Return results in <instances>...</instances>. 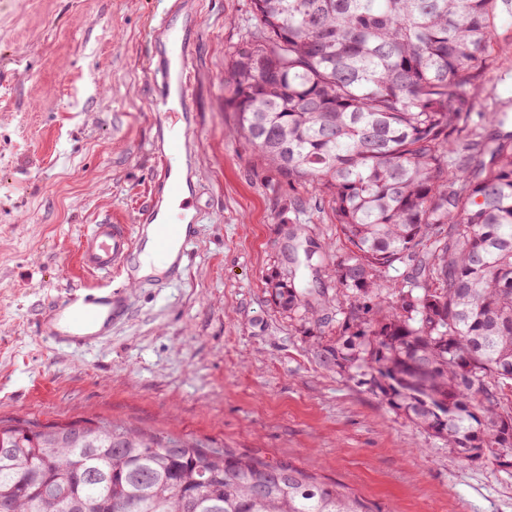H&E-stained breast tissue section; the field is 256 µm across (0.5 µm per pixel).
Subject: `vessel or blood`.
<instances>
[{"mask_svg":"<svg viewBox=\"0 0 512 512\" xmlns=\"http://www.w3.org/2000/svg\"><path fill=\"white\" fill-rule=\"evenodd\" d=\"M199 34V14L188 10L186 0H170L148 25L144 65L151 75V110L163 116L152 141L156 173L149 201L135 226L103 219L86 233L79 251L81 264L90 272L115 278L116 284L94 293L74 290L52 304L43 325L53 343L84 346L109 335L126 300L119 280L139 267L145 249L159 256L173 255L179 263L192 245L182 226L191 206L184 191L194 181L182 169L196 128L190 61Z\"/></svg>","mask_w":512,"mask_h":512,"instance_id":"obj_1","label":"vessel or blood"}]
</instances>
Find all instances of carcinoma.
<instances>
[{
  "instance_id": "cac0c4a2",
  "label": "carcinoma",
  "mask_w": 512,
  "mask_h": 512,
  "mask_svg": "<svg viewBox=\"0 0 512 512\" xmlns=\"http://www.w3.org/2000/svg\"><path fill=\"white\" fill-rule=\"evenodd\" d=\"M508 0H250L230 58L238 132L334 204L353 255L341 342L354 372L462 460L512 457V134L459 140ZM411 272L378 291L381 273ZM290 313L307 311L288 285ZM0 512H370L290 461L107 419H0Z\"/></svg>"
}]
</instances>
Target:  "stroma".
<instances>
[{
    "instance_id": "obj_1",
    "label": "stroma",
    "mask_w": 512,
    "mask_h": 512,
    "mask_svg": "<svg viewBox=\"0 0 512 512\" xmlns=\"http://www.w3.org/2000/svg\"><path fill=\"white\" fill-rule=\"evenodd\" d=\"M166 0H0V418H109L126 426L287 459L363 497L372 512H512V467L460 460L357 379L325 370L352 298L338 270L352 247L328 197L292 186L236 133L224 101L250 0H190V63L203 220L183 269L128 289L111 336L46 343L39 322L69 290L89 225L134 224L147 200L155 115L140 60ZM476 109L512 114V21ZM302 225L299 239L288 231ZM313 266L299 268L304 248ZM296 276L316 313L281 308L271 281Z\"/></svg>"
}]
</instances>
